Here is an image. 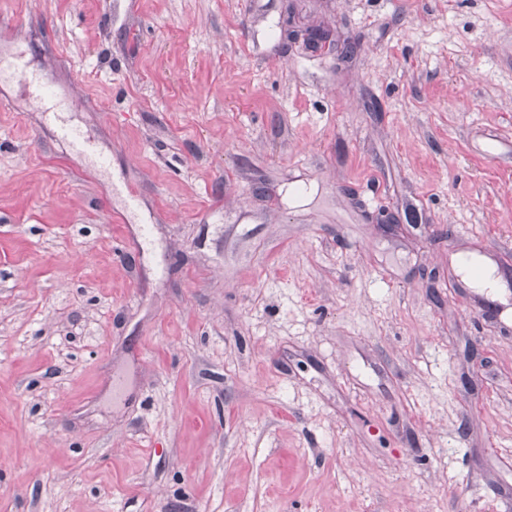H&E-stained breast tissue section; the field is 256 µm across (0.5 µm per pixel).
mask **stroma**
Returning <instances> with one entry per match:
<instances>
[{
	"mask_svg": "<svg viewBox=\"0 0 512 512\" xmlns=\"http://www.w3.org/2000/svg\"><path fill=\"white\" fill-rule=\"evenodd\" d=\"M1 54L98 153L0 76V512H505L512 0H0ZM0 73H8L16 77L24 94L29 98L40 102H43L48 98V93L39 76L29 68L28 63L23 56H1Z\"/></svg>",
	"mask_w": 512,
	"mask_h": 512,
	"instance_id": "35a3bbf8",
	"label": "stroma"
}]
</instances>
